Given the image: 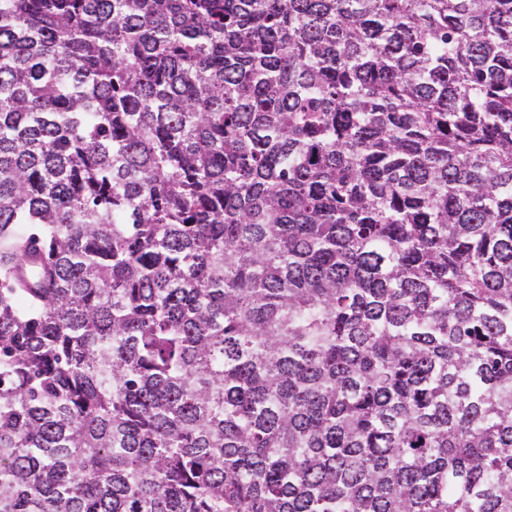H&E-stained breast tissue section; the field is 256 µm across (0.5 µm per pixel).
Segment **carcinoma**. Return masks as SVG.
<instances>
[{
  "label": "carcinoma",
  "instance_id": "cac0c4a2",
  "mask_svg": "<svg viewBox=\"0 0 512 512\" xmlns=\"http://www.w3.org/2000/svg\"><path fill=\"white\" fill-rule=\"evenodd\" d=\"M0 512H512V0H0Z\"/></svg>",
  "mask_w": 512,
  "mask_h": 512
}]
</instances>
